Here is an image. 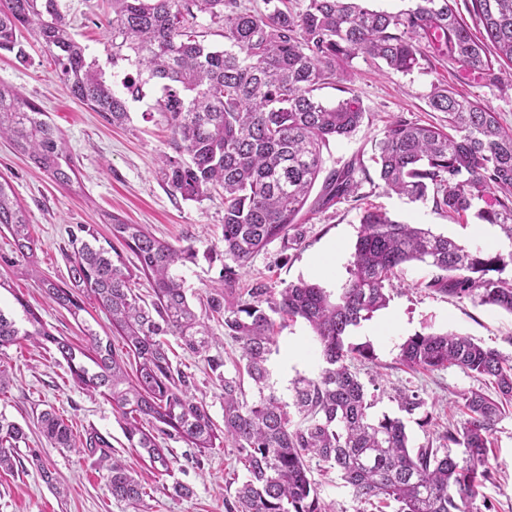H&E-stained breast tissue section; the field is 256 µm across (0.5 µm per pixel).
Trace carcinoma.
<instances>
[{
	"label": "carcinoma",
	"mask_w": 512,
	"mask_h": 512,
	"mask_svg": "<svg viewBox=\"0 0 512 512\" xmlns=\"http://www.w3.org/2000/svg\"><path fill=\"white\" fill-rule=\"evenodd\" d=\"M265 0L251 9L244 0H108L105 22L112 34V66L122 83L108 82L87 60L59 0H0V51L22 60L19 40L34 32L46 47L54 75L71 94L108 122L129 120L128 103L157 85L160 122L170 136L160 153L167 190L200 202L223 192L224 275L207 297V311L224 320V335L241 349L234 373L210 355L221 339L198 315L177 269L195 258L192 247H176L140 224L111 218L112 240L78 224L70 231V284L41 280L47 297L78 319L85 311L79 292L105 312L121 338L112 344L86 327L90 349H77L53 335L22 300L23 316L0 308V354L25 340L50 344L82 389L112 401L128 444L140 448L153 468L168 473L171 459L158 437L176 436L204 452L230 446L247 472L228 512H327L309 478L306 458L336 470L355 500L374 505L392 500L398 512H481L480 487L489 478L488 448L496 425L512 403V357L455 332L416 333L399 346L400 363L413 370L456 366L485 378L496 396L460 394L462 419L441 439L464 449L461 461L438 448L410 446L402 418L370 414L373 401L353 363L374 358L371 344L347 341L350 331L388 305L402 266L420 262L430 276L426 290L512 313V250L472 249L380 210L363 211L348 267L349 278L334 295L315 283L290 282L278 292L259 283L241 293L238 270L276 240L302 238L297 223L306 205L331 207L361 201L366 173L351 163L325 171L324 149L361 126L365 110L347 86L351 63L363 55L388 70L408 74L431 60L494 84L512 81V0H470L467 10L482 36L465 22L457 0H408L396 12L374 10L367 0ZM224 23V47L198 40L197 14ZM339 87L348 97L324 103L318 91ZM428 105L446 114L448 127L401 116L385 127L373 161L387 192L411 202L432 201L453 220L474 216L499 227L512 241V129L497 113L442 83H434ZM0 138L9 139L56 185L71 189L76 165L62 131L42 109L0 82ZM321 190L310 199L317 181ZM0 225L13 239L17 262L38 277L34 239L26 211L7 181H0ZM136 262L128 264L126 254ZM149 281L153 300L132 288ZM277 314L300 318L312 330L323 361L317 376L293 380L287 401L271 383L268 356L275 343ZM173 336L203 358L224 393V428L190 390V379L173 366L163 337ZM256 389L245 398L244 380ZM399 411H424L416 391L398 395ZM300 416L295 424L291 412ZM36 424L53 448L79 446L109 456V442L90 435L78 444L70 427L51 410ZM23 426L0 412V469L12 471ZM112 498L140 503L143 484L119 460L107 475Z\"/></svg>",
	"instance_id": "obj_1"
}]
</instances>
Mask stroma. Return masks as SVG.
<instances>
[{
    "label": "stroma",
    "instance_id": "1",
    "mask_svg": "<svg viewBox=\"0 0 512 512\" xmlns=\"http://www.w3.org/2000/svg\"><path fill=\"white\" fill-rule=\"evenodd\" d=\"M61 6L76 39L86 46L104 77H111V35L103 24L102 0H61ZM21 41L26 61L1 51L0 81L14 86L48 113L63 131L78 171L77 184L69 190L61 189L26 156L16 152L9 140L0 139V177L10 182L28 215L36 242L37 269L49 279L68 281L72 254L69 227L92 224L106 237L110 234L108 218L115 215L126 223L143 225L173 245L194 248L196 258L182 267L181 274L196 311L204 312L207 295L224 274V200L216 193L200 202L185 201L163 187L157 154L164 149L168 133L150 114L155 90L147 89L143 100L130 103L129 123L112 126L73 98L55 77L49 53L36 34L23 32ZM437 81L490 106L503 126L512 127L510 87L499 90L473 77L457 78L442 61L430 69L402 74L383 71L373 60L360 56L352 63L351 86L363 102L365 118L352 137L330 143L324 153L326 169L342 168L358 158L370 160L374 144L391 117L442 125L444 114L432 111L427 104V94ZM360 193L361 208L341 203L307 213L300 222V244H269L240 270L239 288L262 282L278 290L302 279L338 290L348 277L346 267L365 206L378 207L400 222L429 227L459 243L471 247L479 244V221L455 223L437 213L431 202H412L386 193L378 180L363 182ZM11 243L8 231L0 229V277L9 284L8 289L0 291L1 302L11 305L16 297H23L38 309L51 333L79 346L85 343L84 326H91L99 336L111 335L107 316L94 305H87L81 320H74L46 297L22 267L5 264V257L12 254ZM331 245L336 248L333 272L313 271V261L324 259ZM428 275L425 265L408 264L387 307L362 322L348 337L351 343L367 342L374 348V360L356 365L363 383L377 385L373 414L397 415L396 396L408 389L419 391L427 400L433 416L431 424L421 425L416 416L406 421L410 443L415 447L437 441L449 417L457 413L459 393L474 389L489 394L493 388L456 367L435 372L409 369L398 361L401 343L418 332L454 331L512 354L511 313L420 289L419 281ZM275 336L269 366L276 390L286 398L295 378L317 374L320 358L304 321H277ZM170 348L174 365L191 379L192 393L203 399L216 425H223L224 395L206 362L184 351L178 341H171ZM0 370L9 377L0 390V412L28 428V443L18 450L26 469L0 472V512H227L226 500L246 478L233 448L202 454L174 437L161 441L173 464L169 474L159 475L142 449L129 446L111 401L77 386L55 350L20 342L0 357ZM46 409L60 416L77 440H84L91 431L105 436L112 445V458L126 463L145 486L143 500L133 507L113 499L106 487L112 459H99L83 448L67 452L48 446L32 426L36 415ZM492 439L494 446L488 457L491 476L481 493L489 512H512V412L498 423ZM34 454L54 472L56 487L46 485L36 467L30 465ZM307 465L329 512H372L370 506L353 498L335 470L314 458L308 459ZM177 484L188 486L190 495L175 493L173 487Z\"/></svg>",
    "mask_w": 512,
    "mask_h": 512
}]
</instances>
